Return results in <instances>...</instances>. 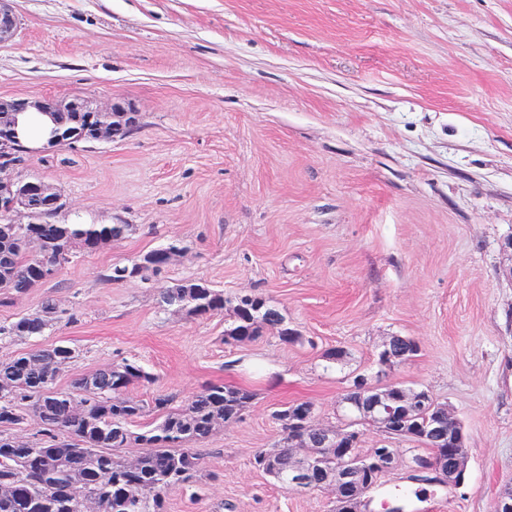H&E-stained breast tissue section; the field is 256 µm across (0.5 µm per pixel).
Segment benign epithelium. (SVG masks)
<instances>
[{
  "mask_svg": "<svg viewBox=\"0 0 512 512\" xmlns=\"http://www.w3.org/2000/svg\"><path fill=\"white\" fill-rule=\"evenodd\" d=\"M7 0H0V45L11 41L17 29L16 17L6 5ZM7 113L15 120L5 126L0 123V217H11L22 213L27 222L42 209L52 208L60 202L54 186L40 178H22L17 175L22 163H4L5 156H10L22 141L20 118L33 112L50 119L56 135L50 138L55 142L63 138L76 137L84 139L92 137L96 141L115 138L116 129L125 124V120L134 115L135 109L129 105L113 103L106 109L93 106L84 98H73L65 103L52 99L29 101L26 99L0 100V113ZM75 112L87 115L85 128L63 129L64 123L58 114ZM409 342L406 336H392L384 344L380 352L379 366L389 367L398 357V348ZM431 394L423 389H405L392 384L378 385L367 382L356 398L346 396L343 403L353 406L362 415L373 417L381 430L386 432L392 428V420L401 409L422 406L429 402ZM403 404V408L395 404ZM303 420L310 429L317 433L318 443H308V447H317L318 451L309 452L295 449L297 462L289 474V487L293 490H306L313 484L316 469L327 458H347V462L336 468L333 481L329 487L336 494V512H364V492L350 493L353 487L362 488L361 475L366 464L350 455L352 449L358 447L359 432L357 427L346 425L332 430L318 425L314 418V408L304 407L300 411ZM419 439L423 446L434 449L431 471L437 480H446L448 487L457 489L465 481L467 472V454L464 445V428L459 419L445 405L436 407L435 418L422 430ZM400 460V453L389 448L378 449L372 460L376 468L389 472L395 469Z\"/></svg>",
  "mask_w": 512,
  "mask_h": 512,
  "instance_id": "7a95c632",
  "label": "benign epithelium"
}]
</instances>
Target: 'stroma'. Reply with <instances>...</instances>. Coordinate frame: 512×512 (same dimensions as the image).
I'll list each match as a JSON object with an SVG mask.
<instances>
[{"instance_id": "stroma-1", "label": "stroma", "mask_w": 512, "mask_h": 512, "mask_svg": "<svg viewBox=\"0 0 512 512\" xmlns=\"http://www.w3.org/2000/svg\"><path fill=\"white\" fill-rule=\"evenodd\" d=\"M0 99L79 96L139 114L111 142L31 155L58 187L59 224H129L0 307V321L76 313L0 357L65 343L59 374L129 359L153 377L133 395L187 399L207 382L254 394L242 420L200 445L205 494L175 487L167 512H331V490L294 491L256 471L283 438L272 413L314 402L337 426L352 372L420 386L464 424V487L387 473L410 512H493L512 482V0H11ZM155 285L105 281L112 264L168 243ZM202 279L261 293L302 339L275 329L225 342L231 312L164 310L158 287ZM417 356L380 369L390 336ZM346 352L341 361L330 349Z\"/></svg>"}]
</instances>
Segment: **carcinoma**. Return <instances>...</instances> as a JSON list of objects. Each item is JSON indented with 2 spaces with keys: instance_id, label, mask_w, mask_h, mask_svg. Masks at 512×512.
I'll use <instances>...</instances> for the list:
<instances>
[{
  "instance_id": "cac0c4a2",
  "label": "carcinoma",
  "mask_w": 512,
  "mask_h": 512,
  "mask_svg": "<svg viewBox=\"0 0 512 512\" xmlns=\"http://www.w3.org/2000/svg\"><path fill=\"white\" fill-rule=\"evenodd\" d=\"M64 206L62 201L40 214L36 224L0 222V306L46 282L44 269L59 268L131 231L129 224L53 222ZM175 248L171 243L114 264L105 278L147 281L164 269L152 255ZM251 295L226 330L238 344L262 335L272 309L262 294ZM159 298L191 316L224 312V291L201 279L163 287ZM57 313L56 303L46 300L42 313L1 324L0 342L44 335ZM74 358L72 347L59 344L0 359V512H166L170 488L197 482L201 454L195 445L238 420L253 400L251 391L224 383H206L179 404L172 394L137 399L128 395L130 387L148 384L152 376L127 359L80 375L68 389L56 387L61 369ZM149 412L160 421L133 430ZM32 415L40 438L24 442L16 431ZM433 415L429 405L409 414L399 438L416 439ZM129 448L137 449L132 457L125 455Z\"/></svg>"
}]
</instances>
